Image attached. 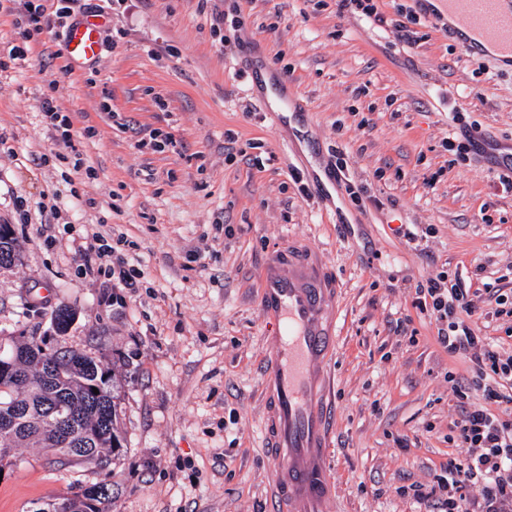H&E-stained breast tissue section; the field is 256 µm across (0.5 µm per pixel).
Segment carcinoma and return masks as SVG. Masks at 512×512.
Here are the masks:
<instances>
[{
	"label": "carcinoma",
	"instance_id": "carcinoma-1",
	"mask_svg": "<svg viewBox=\"0 0 512 512\" xmlns=\"http://www.w3.org/2000/svg\"><path fill=\"white\" fill-rule=\"evenodd\" d=\"M13 253H19L14 236L0 242V269L11 267ZM76 316L67 305L52 311L55 344H49L45 334H33L18 347L14 372L0 375V418L8 414L16 419L10 435L16 447L45 448L62 466L93 464L106 469L118 459L125 441L120 396L116 376L101 360L67 344L65 336ZM61 403L77 415L67 443L48 422L50 412ZM69 495L97 503L92 512H111L113 491L104 481L80 485Z\"/></svg>",
	"mask_w": 512,
	"mask_h": 512
}]
</instances>
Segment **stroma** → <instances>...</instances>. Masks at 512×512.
I'll return each mask as SVG.
<instances>
[{
	"instance_id": "obj_1",
	"label": "stroma",
	"mask_w": 512,
	"mask_h": 512,
	"mask_svg": "<svg viewBox=\"0 0 512 512\" xmlns=\"http://www.w3.org/2000/svg\"><path fill=\"white\" fill-rule=\"evenodd\" d=\"M401 2L384 0L377 21L338 0H125L103 12L110 47L74 71L56 32L23 40L0 7V48L26 49L0 72V224L21 246L18 265L0 270V337L45 331L55 306L75 308L67 340L114 368L125 435L104 471L16 449L0 512H34L105 479L114 512H265L274 462L260 446L270 349L259 270L288 235L321 249L344 285L328 512H431L406 489L465 455L459 407L482 393L476 366L438 345L415 288L463 278L481 335L512 354V316L486 289L512 293V187L460 146L475 121L512 147V68L458 49L436 18L441 0L400 37ZM243 32L302 95L281 123L251 93ZM48 92L71 116L72 144L45 127ZM229 131L267 153L265 168L227 160ZM164 136L178 149L155 151ZM44 193L61 223H20L17 197ZM101 218L113 261L140 274L135 289L85 268L75 238Z\"/></svg>"
}]
</instances>
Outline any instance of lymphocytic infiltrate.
Wrapping results in <instances>:
<instances>
[{
	"instance_id": "1",
	"label": "lymphocytic infiltrate",
	"mask_w": 512,
	"mask_h": 512,
	"mask_svg": "<svg viewBox=\"0 0 512 512\" xmlns=\"http://www.w3.org/2000/svg\"><path fill=\"white\" fill-rule=\"evenodd\" d=\"M24 26V38L46 29H66L78 0H12ZM420 302L436 315L437 339L449 353L468 355L485 379L484 404L462 407L455 426L468 453L449 459L443 475L430 489L415 488L417 500L437 501L438 512H470L466 491L480 486L484 512H512V394L502 383L512 382V356H504L472 326L475 308L462 281L429 280L417 288Z\"/></svg>"
}]
</instances>
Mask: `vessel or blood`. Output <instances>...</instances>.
I'll return each instance as SVG.
<instances>
[{
  "mask_svg": "<svg viewBox=\"0 0 512 512\" xmlns=\"http://www.w3.org/2000/svg\"><path fill=\"white\" fill-rule=\"evenodd\" d=\"M455 23L451 34L464 51L493 46L512 59V0H442ZM102 22L73 24L64 39L70 67L98 56ZM297 90H279L276 100L258 98L263 112L282 116L300 105ZM342 289L335 269L306 240L283 238L265 257L260 305L274 334L261 367L265 388L262 441L275 458L270 475V512H326L333 493L326 467L332 410L326 400L325 368L336 351L337 310Z\"/></svg>",
  "mask_w": 512,
  "mask_h": 512,
  "instance_id": "1",
  "label": "vessel or blood"
}]
</instances>
